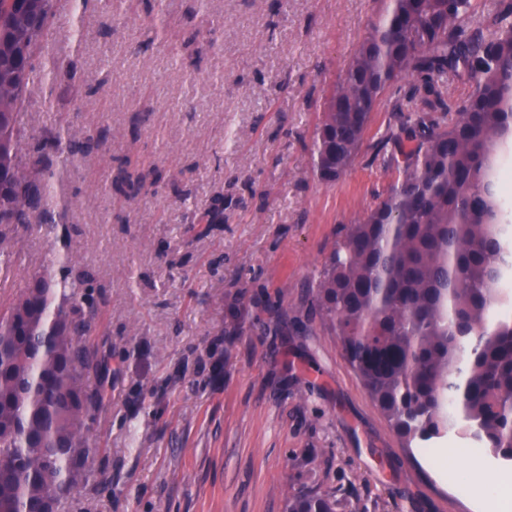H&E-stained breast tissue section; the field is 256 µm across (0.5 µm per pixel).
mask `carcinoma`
I'll return each instance as SVG.
<instances>
[{
    "label": "carcinoma",
    "instance_id": "1",
    "mask_svg": "<svg viewBox=\"0 0 512 512\" xmlns=\"http://www.w3.org/2000/svg\"><path fill=\"white\" fill-rule=\"evenodd\" d=\"M57 0H0V269L15 261L18 227L35 212L50 235L54 164L92 148L66 130L31 136L17 165L32 57ZM391 117L375 144L394 173L377 203L338 232L314 289V309L405 447L449 434L512 462V0L478 18L477 0H385L345 64L313 135V161L344 177L382 98ZM450 83L464 86L445 99ZM61 274L0 300V512H68L99 445L88 422L104 407L107 362L89 274ZM315 489L288 493L287 512H337Z\"/></svg>",
    "mask_w": 512,
    "mask_h": 512
}]
</instances>
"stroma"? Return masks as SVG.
I'll use <instances>...</instances> for the list:
<instances>
[{
    "label": "stroma",
    "instance_id": "35a3bbf8",
    "mask_svg": "<svg viewBox=\"0 0 512 512\" xmlns=\"http://www.w3.org/2000/svg\"><path fill=\"white\" fill-rule=\"evenodd\" d=\"M165 4L152 40L153 0H58L33 60L27 133L100 138L57 171L65 240L33 214L0 284L12 297L57 253L94 280L112 386L70 512H285L291 487L334 492L338 512H512V467L467 439L403 447L311 310L338 229L391 179L372 159L385 101L346 176L320 181L312 157L380 0ZM127 171L158 182L119 192ZM215 207L200 233L193 217ZM448 446L491 492H457L435 462Z\"/></svg>",
    "mask_w": 512,
    "mask_h": 512
}]
</instances>
